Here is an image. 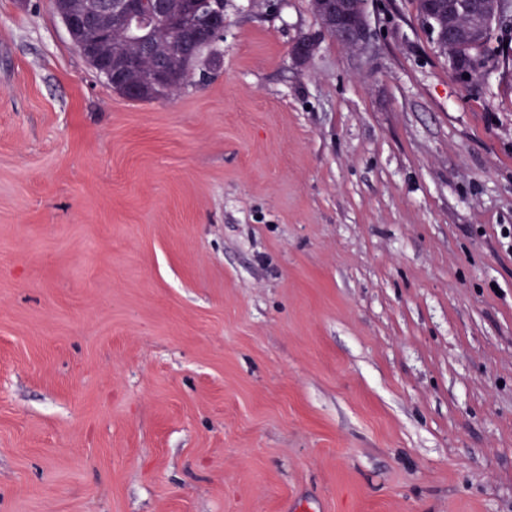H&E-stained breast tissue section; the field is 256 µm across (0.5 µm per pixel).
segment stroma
Instances as JSON below:
<instances>
[{"label": "stroma", "instance_id": "stroma-1", "mask_svg": "<svg viewBox=\"0 0 512 512\" xmlns=\"http://www.w3.org/2000/svg\"><path fill=\"white\" fill-rule=\"evenodd\" d=\"M369 13L139 102L0 0V512H512V70Z\"/></svg>", "mask_w": 512, "mask_h": 512}]
</instances>
